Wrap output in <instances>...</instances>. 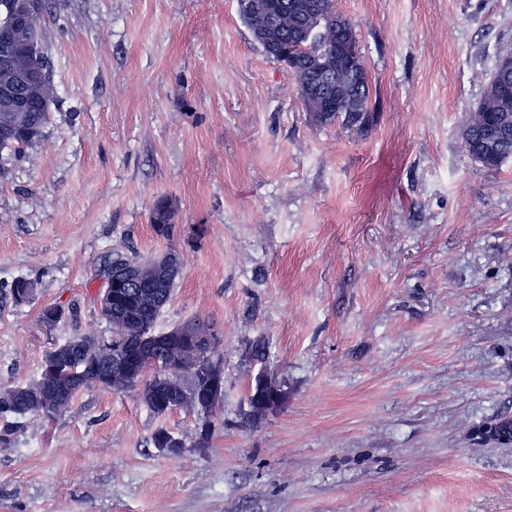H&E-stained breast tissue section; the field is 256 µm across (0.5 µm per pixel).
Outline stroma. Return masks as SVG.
Listing matches in <instances>:
<instances>
[{
	"instance_id": "1",
	"label": "stroma",
	"mask_w": 512,
	"mask_h": 512,
	"mask_svg": "<svg viewBox=\"0 0 512 512\" xmlns=\"http://www.w3.org/2000/svg\"><path fill=\"white\" fill-rule=\"evenodd\" d=\"M336 8L370 82L352 129L304 109L236 0H49L44 136L0 151V281L37 283L0 303V392L69 337L111 335L95 275L111 248L174 247L155 329L210 324L224 411L206 448L196 414L154 415L135 389L0 419V512H512V444L483 433L512 417V159L485 168L462 140L512 50V0ZM262 371L288 400L251 422ZM161 429L179 454L154 448ZM157 219L162 222L156 223ZM172 219L173 214L169 200L164 197L156 199L150 209L149 221L158 237L170 238L173 235L175 224H172ZM7 286L8 288H0V300L23 304L31 301L35 295V282L27 277H16Z\"/></svg>"
}]
</instances>
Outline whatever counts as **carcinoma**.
Masks as SVG:
<instances>
[{
  "label": "carcinoma",
  "mask_w": 512,
  "mask_h": 512,
  "mask_svg": "<svg viewBox=\"0 0 512 512\" xmlns=\"http://www.w3.org/2000/svg\"><path fill=\"white\" fill-rule=\"evenodd\" d=\"M238 13L264 54L286 64L294 76L298 96L305 109L323 124L342 120L343 125L363 124L368 118L370 87L353 23L336 10V0H237ZM46 9L30 18L11 39L22 44L13 51L12 72L33 64L23 45L35 41L44 46L42 21ZM44 78L31 93L27 112H9L0 100V128L10 133L0 138V150L22 149L40 141L55 98L51 63L41 52ZM463 147L471 158L486 168H497L512 158V96L502 94L497 71H492L485 92L470 111L462 132ZM173 214L168 199L154 201L149 221L161 238L173 235ZM113 271L101 298V314L110 319L112 310L129 312L123 334L110 337L93 333L70 337L64 346L74 357L59 361L54 351L46 353L38 379L0 394V417L41 414L52 417L73 408L77 395L90 387L105 388L108 365L119 358H138L144 387L140 398L155 415L177 409L197 415V447L207 448L214 435L212 418L224 404V361L216 354L211 337L203 335L197 362L172 370L169 363L178 355V345L164 342L155 333L161 310L170 302L181 271L171 274L157 263L146 264L135 254L115 250L104 271ZM35 282L16 277L0 288V300L15 304L31 301ZM287 396L273 397V389L251 384L246 419L256 420L281 407ZM156 448H181L183 443L160 429L152 437Z\"/></svg>",
  "instance_id": "cac0c4a2"
}]
</instances>
